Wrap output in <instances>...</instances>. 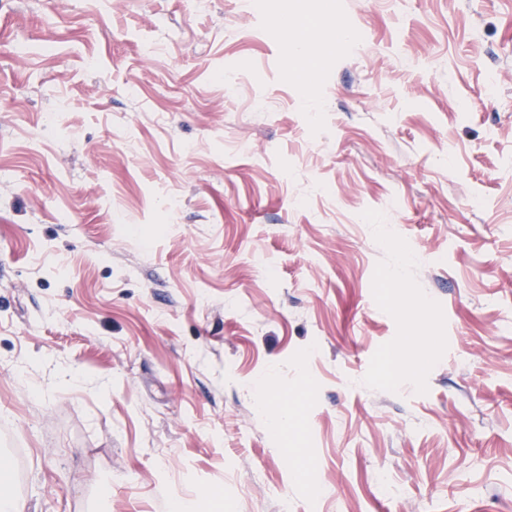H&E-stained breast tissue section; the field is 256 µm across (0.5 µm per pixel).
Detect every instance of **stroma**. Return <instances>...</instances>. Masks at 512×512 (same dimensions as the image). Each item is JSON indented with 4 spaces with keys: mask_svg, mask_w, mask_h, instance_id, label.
<instances>
[{
    "mask_svg": "<svg viewBox=\"0 0 512 512\" xmlns=\"http://www.w3.org/2000/svg\"><path fill=\"white\" fill-rule=\"evenodd\" d=\"M510 323L512 0H0L27 512H512ZM277 391V386L266 382L255 386L257 409L266 417L270 429L274 432H279L286 428L290 419L288 411L274 405Z\"/></svg>",
    "mask_w": 512,
    "mask_h": 512,
    "instance_id": "35a3bbf8",
    "label": "stroma"
}]
</instances>
